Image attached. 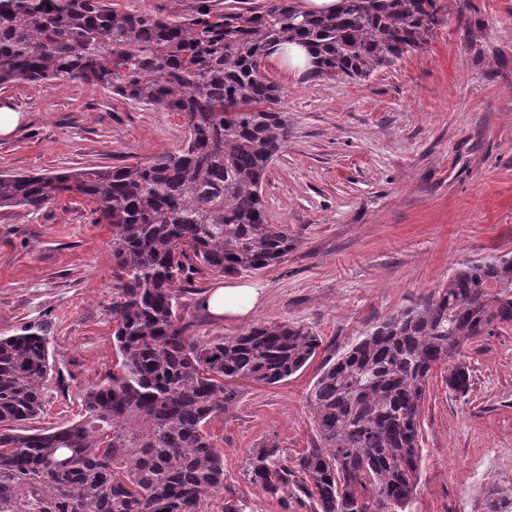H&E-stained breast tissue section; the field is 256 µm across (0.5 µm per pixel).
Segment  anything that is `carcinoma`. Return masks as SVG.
Instances as JSON below:
<instances>
[{
  "label": "carcinoma",
  "instance_id": "1",
  "mask_svg": "<svg viewBox=\"0 0 512 512\" xmlns=\"http://www.w3.org/2000/svg\"><path fill=\"white\" fill-rule=\"evenodd\" d=\"M439 0H342L332 14L294 0L188 16L121 11L112 0H0V85L78 79L185 118L175 151L145 163L65 173H0V208L37 211L63 194L93 205L112 232L117 370L82 394L85 416L28 426L43 411L50 338L41 326L0 337V512H207L224 489L208 425L236 401L234 382L277 384L314 356L312 332L274 321L235 335H187L176 310L193 276L252 274L288 254L268 223L267 167L288 144L284 89L268 50L307 48L315 75L364 79L423 47ZM512 323V256L465 262L426 298L327 360L309 397L316 441L249 459L268 497L312 512H408L420 466V408L430 372L465 393L463 341ZM474 512H512L496 481Z\"/></svg>",
  "mask_w": 512,
  "mask_h": 512
}]
</instances>
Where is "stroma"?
<instances>
[{
  "mask_svg": "<svg viewBox=\"0 0 512 512\" xmlns=\"http://www.w3.org/2000/svg\"><path fill=\"white\" fill-rule=\"evenodd\" d=\"M428 43L366 79L303 76L284 82L287 147L262 183L269 223L293 246L241 281L261 288L241 318H214L201 292L232 283L202 272L178 312L203 340L285 320L320 345L275 385L237 382L238 398L209 428L224 456V489L209 504L249 500L282 508L249 479L268 442L283 456L310 448L308 399L321 367L366 332L412 307L465 261L512 254V0H441ZM0 102L26 116L0 138V172L63 173L128 166L178 149L183 117L157 112L78 80L0 86ZM112 233L89 203L61 196L27 214L0 208V336L47 327L52 369L39 429L83 415L81 390L103 379L113 342ZM470 388L451 394L436 369L421 404L423 458L411 512H473L483 485H512V325L464 342Z\"/></svg>",
  "mask_w": 512,
  "mask_h": 512,
  "instance_id": "35a3bbf8",
  "label": "stroma"
}]
</instances>
